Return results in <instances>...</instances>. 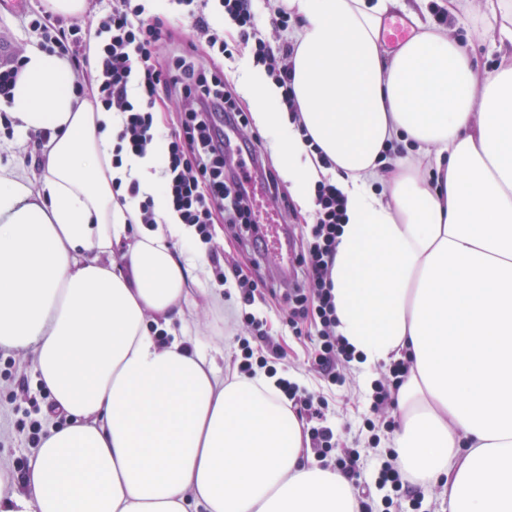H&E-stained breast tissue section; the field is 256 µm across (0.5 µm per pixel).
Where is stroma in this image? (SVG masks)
I'll use <instances>...</instances> for the list:
<instances>
[{
	"label": "stroma",
	"mask_w": 512,
	"mask_h": 512,
	"mask_svg": "<svg viewBox=\"0 0 512 512\" xmlns=\"http://www.w3.org/2000/svg\"><path fill=\"white\" fill-rule=\"evenodd\" d=\"M21 5V0H0V64L14 60L27 45L41 39L40 33L27 25ZM485 11V0H467L464 12L460 17L449 18L447 28L475 53L482 69L490 70L499 65L501 57L491 50L485 35ZM209 231V238L197 235L176 240L175 245L180 250L201 251L205 257L208 291L196 298L188 334L201 350L223 352L221 367L228 374L237 369L241 360L238 337H252L253 330L242 316L247 308L241 302V290L236 282H225V274L235 270L244 277L257 273L276 279L284 266L273 254H257L243 248L237 229L227 224L211 225ZM247 310L257 316L266 315L271 335L285 351L283 359L268 360L267 372L287 378L301 390L321 398L322 416L316 419V426L332 428L336 450H358L360 459L351 483L366 490L365 512H446L448 501L441 486L412 483L396 493L377 484L381 464L397 455V434L390 431L389 425L399 422L400 413L391 406L373 417V424H366L365 418L370 415L371 385L376 381L390 383L388 368H376L365 381L359 367L350 362L340 367V381L329 383L310 358V337L316 332L315 326L303 324L301 334H294L288 325L290 306L282 297L268 293L256 297ZM33 358L29 351L0 352V456L9 461L18 477L24 475L31 455L30 422L43 419L48 398L36 384Z\"/></svg>",
	"instance_id": "1"
}]
</instances>
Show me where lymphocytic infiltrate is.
<instances>
[{"label":"lymphocytic infiltrate","mask_w":512,"mask_h":512,"mask_svg":"<svg viewBox=\"0 0 512 512\" xmlns=\"http://www.w3.org/2000/svg\"><path fill=\"white\" fill-rule=\"evenodd\" d=\"M154 0H113L99 13L95 36H82L79 24L62 27L42 6L28 7L30 28L39 30L44 48L80 67L97 50L96 99L104 110L124 116L112 155L121 165L124 152L145 155L159 151L163 192L180 223L207 233L222 220L257 230L245 165H252L271 195L279 193V177L266 164L259 142L243 140L228 150L224 130L240 128L247 118L237 107L221 70L200 63L194 45L160 57L163 22L153 12ZM174 17L190 20L209 49L232 57L238 44L251 45L256 65L282 90L281 103L292 121L300 109L292 89L293 43L272 45L268 31H287L292 20L286 7L263 15L260 0H167ZM181 103L180 127L162 134L155 112L168 101ZM315 222L306 254L297 258L305 274L303 285L286 289L285 300L298 311L311 313L317 328L315 360L325 370L353 361L354 353L337 336L330 268L336 239L347 221L345 199L334 182L322 179L314 187Z\"/></svg>","instance_id":"lymphocytic-infiltrate-1"}]
</instances>
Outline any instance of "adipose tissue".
<instances>
[{"mask_svg":"<svg viewBox=\"0 0 512 512\" xmlns=\"http://www.w3.org/2000/svg\"><path fill=\"white\" fill-rule=\"evenodd\" d=\"M301 122L243 80L258 127L303 210L320 172L346 196L331 267L336 334L365 370L404 362L398 462L442 485L448 512H512V0H489L474 54L410 0H283ZM414 33L391 52L383 18ZM75 71L27 47L13 90L17 152L47 133L31 169L0 165V350L32 351L63 418L0 512H360L347 480L304 452L275 376H224L183 338L204 257L161 191L156 155L112 164L122 127L74 92ZM334 163L323 169L307 144ZM138 183L156 203L144 226Z\"/></svg>","mask_w":512,"mask_h":512,"instance_id":"adipose-tissue-1","label":"adipose tissue"}]
</instances>
